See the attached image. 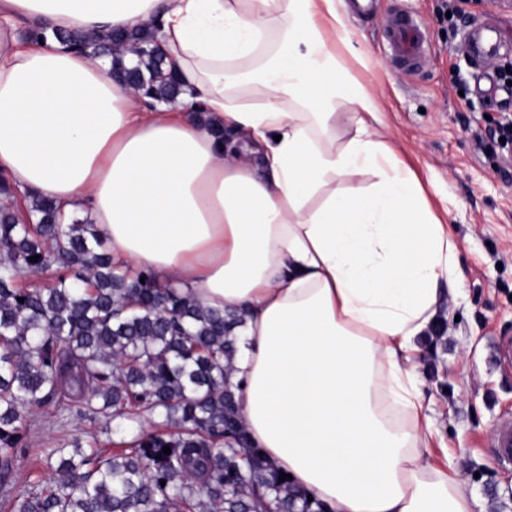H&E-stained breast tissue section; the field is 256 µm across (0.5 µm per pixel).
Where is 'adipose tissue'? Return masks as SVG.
Here are the masks:
<instances>
[{
	"instance_id": "ef3b65f1",
	"label": "adipose tissue",
	"mask_w": 512,
	"mask_h": 512,
	"mask_svg": "<svg viewBox=\"0 0 512 512\" xmlns=\"http://www.w3.org/2000/svg\"><path fill=\"white\" fill-rule=\"evenodd\" d=\"M337 2L0 0V178L18 202L86 207L113 257L243 316L231 381L249 439L324 512H473L453 464L425 459L437 432L409 367L458 250L328 43L318 19L344 33ZM154 23L174 105L18 33ZM366 170L368 192L341 190Z\"/></svg>"
}]
</instances>
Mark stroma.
Wrapping results in <instances>:
<instances>
[{
    "label": "stroma",
    "instance_id": "obj_1",
    "mask_svg": "<svg viewBox=\"0 0 512 512\" xmlns=\"http://www.w3.org/2000/svg\"><path fill=\"white\" fill-rule=\"evenodd\" d=\"M377 0L374 13L346 11L349 40L336 49L382 112L377 131L417 175L425 203L460 251L456 290L441 288L436 322L413 360L423 412L437 438L430 462L451 455L473 494L474 512H512V467L499 464L493 435L512 420V151L480 145L512 121V43L502 65L485 66L465 44L482 23L512 25V0ZM414 18L428 45L419 65L399 71L382 39L394 11Z\"/></svg>",
    "mask_w": 512,
    "mask_h": 512
}]
</instances>
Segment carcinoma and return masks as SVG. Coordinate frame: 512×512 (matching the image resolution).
Returning a JSON list of instances; mask_svg holds the SVG:
<instances>
[{"label":"carcinoma","instance_id":"cac0c4a2","mask_svg":"<svg viewBox=\"0 0 512 512\" xmlns=\"http://www.w3.org/2000/svg\"><path fill=\"white\" fill-rule=\"evenodd\" d=\"M49 37L111 57L119 78L148 98L170 102L182 93L144 28L24 34ZM127 53L137 57L132 69ZM14 198L1 180L0 508L324 512L249 441L230 383L241 318L148 272L130 273L106 252L95 225L66 219L53 201L34 198L23 214ZM46 273L48 283H23ZM46 407L60 437L40 450L43 473L17 489L11 476L28 454L29 418ZM74 421H102L120 440L108 451L94 435L84 450L62 437Z\"/></svg>","mask_w":512,"mask_h":512}]
</instances>
